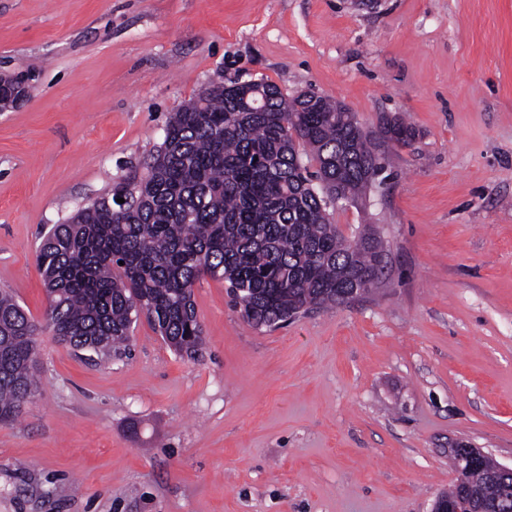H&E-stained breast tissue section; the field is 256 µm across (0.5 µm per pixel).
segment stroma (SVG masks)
<instances>
[{
	"mask_svg": "<svg viewBox=\"0 0 512 512\" xmlns=\"http://www.w3.org/2000/svg\"><path fill=\"white\" fill-rule=\"evenodd\" d=\"M0 291L39 327L38 390L0 423V512H431L464 442L512 463V0H0ZM341 102L383 184L330 207L371 228L375 290L255 327L193 288L206 345L146 318L109 363L58 344L40 236L143 176L213 79ZM383 129V143L406 144L414 137L413 128L401 120H391Z\"/></svg>",
	"mask_w": 512,
	"mask_h": 512,
	"instance_id": "35a3bbf8",
	"label": "stroma"
}]
</instances>
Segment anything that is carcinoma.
<instances>
[{
  "mask_svg": "<svg viewBox=\"0 0 512 512\" xmlns=\"http://www.w3.org/2000/svg\"><path fill=\"white\" fill-rule=\"evenodd\" d=\"M413 128L391 120L383 142ZM385 169L379 144L353 113L321 97H290L269 81L227 80L172 113L146 174L127 183L126 209H81L43 236L37 264L57 342L107 361L140 315L179 355L205 345L193 301L203 276L228 284L253 326L336 307L358 273L378 272L372 232L344 237L327 199L353 201ZM37 326L0 294V422L12 423L37 388ZM497 461L466 474L480 512H512Z\"/></svg>",
  "mask_w": 512,
  "mask_h": 512,
  "instance_id": "1",
  "label": "carcinoma"
}]
</instances>
